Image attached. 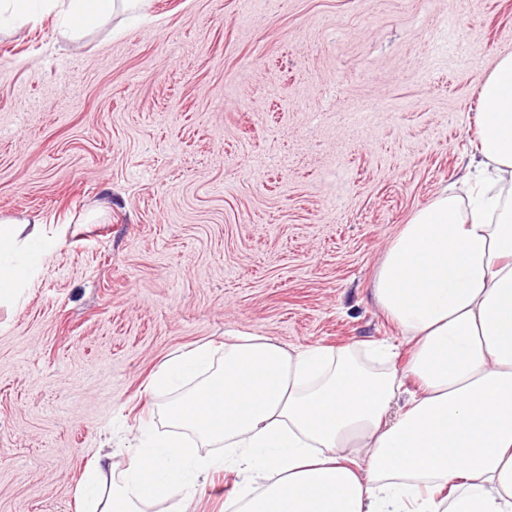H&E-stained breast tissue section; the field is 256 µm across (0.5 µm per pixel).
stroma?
Segmentation results:
<instances>
[{"label": "stroma", "mask_w": 512, "mask_h": 512, "mask_svg": "<svg viewBox=\"0 0 512 512\" xmlns=\"http://www.w3.org/2000/svg\"><path fill=\"white\" fill-rule=\"evenodd\" d=\"M81 36L0 24V218L54 242L0 307V512H82L168 432L171 355L396 335L387 243L458 184L512 0H149ZM234 473L191 487L225 512Z\"/></svg>", "instance_id": "1"}]
</instances>
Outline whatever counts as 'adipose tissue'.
Here are the masks:
<instances>
[{"label": "adipose tissue", "instance_id": "ef3b65f1", "mask_svg": "<svg viewBox=\"0 0 512 512\" xmlns=\"http://www.w3.org/2000/svg\"><path fill=\"white\" fill-rule=\"evenodd\" d=\"M16 19L57 13L77 35L117 0H10ZM472 163L491 185L441 192L386 247L373 282L397 337L364 351L289 350L241 336L221 356L165 361L151 386L195 382L169 404L173 434L136 448L125 471L96 459L82 487L98 512L186 503L212 463L182 436L224 445L233 512H512V55L480 87ZM50 242L37 220L0 222V304Z\"/></svg>", "mask_w": 512, "mask_h": 512}]
</instances>
